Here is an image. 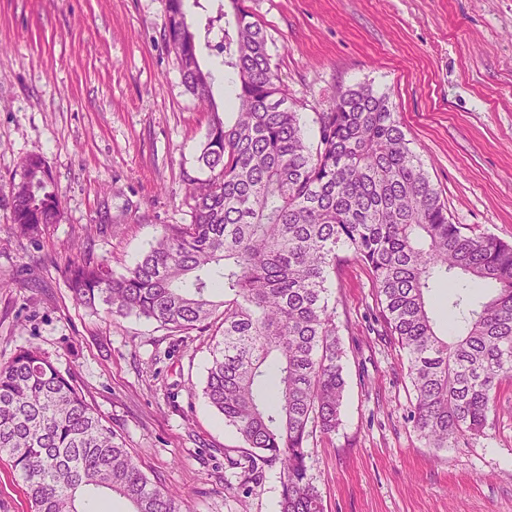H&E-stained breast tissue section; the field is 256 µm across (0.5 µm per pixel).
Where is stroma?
I'll list each match as a JSON object with an SVG mask.
<instances>
[{
  "instance_id": "obj_1",
  "label": "stroma",
  "mask_w": 512,
  "mask_h": 512,
  "mask_svg": "<svg viewBox=\"0 0 512 512\" xmlns=\"http://www.w3.org/2000/svg\"><path fill=\"white\" fill-rule=\"evenodd\" d=\"M309 142L342 87L388 94L453 223L512 244V0H251ZM163 0H0V361L35 343L72 376L181 512H279L278 468L240 483L248 447L203 393L211 332L173 334L77 305V251L123 272L162 225L189 222L209 113L186 92ZM41 154L64 217L39 242L10 229L21 160ZM326 286L345 392L335 432L308 443L324 512H512V383L466 448L412 428L408 362L372 276Z\"/></svg>"
}]
</instances>
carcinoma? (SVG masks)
I'll return each mask as SVG.
<instances>
[{
  "instance_id": "1",
  "label": "carcinoma",
  "mask_w": 512,
  "mask_h": 512,
  "mask_svg": "<svg viewBox=\"0 0 512 512\" xmlns=\"http://www.w3.org/2000/svg\"><path fill=\"white\" fill-rule=\"evenodd\" d=\"M188 0H164L166 40L186 90L211 119L185 181L188 224H164L123 273L77 252L65 266L76 304L135 316L172 333L218 326L204 394L251 448L242 480L282 474L280 512H323L308 476L313 433L330 434L343 398V351L330 274L352 258L371 272L386 328L408 357L410 421L430 448H466L485 434L496 391L512 381V245L470 236L448 217L388 95L341 88L317 113L311 145L272 61L268 35L246 0H208L203 28ZM229 75L232 114L219 116L215 74ZM10 221L38 240L62 220V200L40 154L28 155L11 190ZM470 282L475 304L448 296L437 331L432 289ZM26 485L32 512H95L99 496L129 512H179L129 448L38 345L0 361V458Z\"/></svg>"
}]
</instances>
